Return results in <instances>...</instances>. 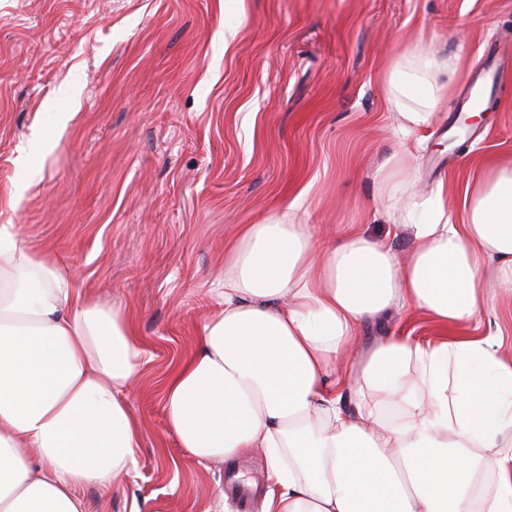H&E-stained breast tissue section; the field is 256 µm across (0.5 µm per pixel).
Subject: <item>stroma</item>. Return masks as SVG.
Instances as JSON below:
<instances>
[{
    "label": "stroma",
    "mask_w": 512,
    "mask_h": 512,
    "mask_svg": "<svg viewBox=\"0 0 512 512\" xmlns=\"http://www.w3.org/2000/svg\"><path fill=\"white\" fill-rule=\"evenodd\" d=\"M419 42L511 68L471 128L466 82L439 107L421 182L459 185L512 154V0H0V225L123 303L148 350L127 392L138 469L86 489L87 512H263L264 458L197 461L161 385L199 346L237 225L289 210L322 233L386 236L369 214L398 147L382 65ZM402 331L437 339L407 310L364 324L358 351ZM461 333L511 343L512 298L490 291Z\"/></svg>",
    "instance_id": "obj_1"
}]
</instances>
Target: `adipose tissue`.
Returning <instances> with one entry per match:
<instances>
[{"instance_id":"1","label":"adipose tissue","mask_w":512,"mask_h":512,"mask_svg":"<svg viewBox=\"0 0 512 512\" xmlns=\"http://www.w3.org/2000/svg\"><path fill=\"white\" fill-rule=\"evenodd\" d=\"M466 67L419 45L386 65L398 150L373 209L409 250L348 227L329 240L289 212L238 225L197 352L162 384L196 459L266 461L264 512H512V357L457 335L512 289V157L419 187L416 159ZM415 308L442 340L394 334L356 356L369 321ZM147 350L124 306L0 226V512H87L138 465L126 393ZM350 388L346 407L340 387Z\"/></svg>"}]
</instances>
